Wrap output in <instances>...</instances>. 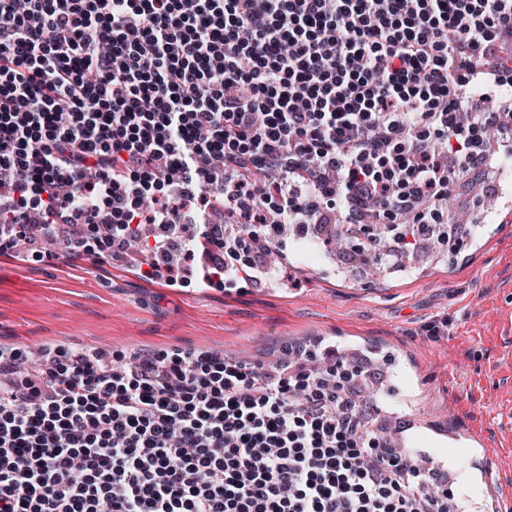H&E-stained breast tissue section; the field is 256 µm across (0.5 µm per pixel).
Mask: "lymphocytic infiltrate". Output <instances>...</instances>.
I'll list each match as a JSON object with an SVG mask.
<instances>
[{
    "label": "lymphocytic infiltrate",
    "mask_w": 512,
    "mask_h": 512,
    "mask_svg": "<svg viewBox=\"0 0 512 512\" xmlns=\"http://www.w3.org/2000/svg\"><path fill=\"white\" fill-rule=\"evenodd\" d=\"M507 37L512 0H0V181L53 216L107 205L151 280L228 284L313 230L400 258L455 241L457 177L512 127V68L480 66ZM175 236L206 261L170 268ZM288 353L0 363V512H448L425 457L369 431L360 365Z\"/></svg>",
    "instance_id": "lymphocytic-infiltrate-1"
}]
</instances>
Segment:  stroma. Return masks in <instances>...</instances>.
<instances>
[{"label":"stroma","mask_w":512,"mask_h":512,"mask_svg":"<svg viewBox=\"0 0 512 512\" xmlns=\"http://www.w3.org/2000/svg\"><path fill=\"white\" fill-rule=\"evenodd\" d=\"M492 175L488 169L480 183H462L448 202L468 215L457 252L433 245L396 274L356 269L345 254L303 269L288 256L277 275L260 281L172 285L142 278L139 262L118 264L110 248L94 246L91 216L74 233L56 223L37 237L22 225L27 258H0V349L33 364L49 351H79L108 367L137 352L176 350L267 367L293 340L320 352L359 350L386 370L363 388L382 401L372 430L420 419L488 442L446 461L457 501L466 512H484V472L512 498V208L492 213L482 191ZM80 242L87 252L71 259Z\"/></svg>","instance_id":"stroma-1"}]
</instances>
